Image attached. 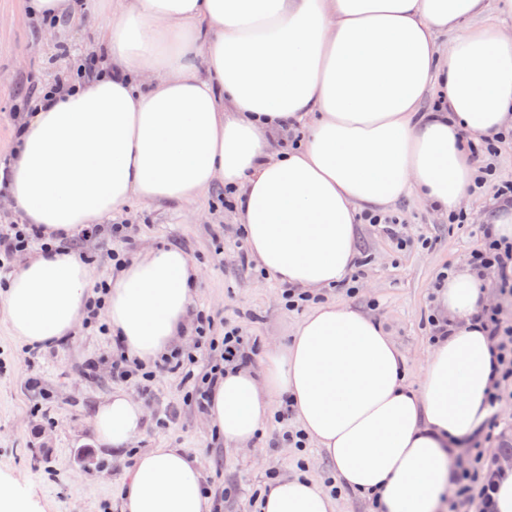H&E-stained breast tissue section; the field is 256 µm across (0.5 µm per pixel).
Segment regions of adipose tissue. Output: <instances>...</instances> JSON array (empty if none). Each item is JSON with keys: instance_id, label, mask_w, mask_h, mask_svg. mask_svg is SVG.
<instances>
[{"instance_id": "ef3b65f1", "label": "adipose tissue", "mask_w": 512, "mask_h": 512, "mask_svg": "<svg viewBox=\"0 0 512 512\" xmlns=\"http://www.w3.org/2000/svg\"><path fill=\"white\" fill-rule=\"evenodd\" d=\"M110 10L102 74L19 123L6 194L55 244L0 288V311L29 345L71 336L93 270L65 243L130 199L182 203L234 187L258 269L316 292L353 267L361 213L408 195L460 210L477 175L464 134L512 125V28L472 25L484 0H111ZM440 32L450 41L438 44ZM293 125L301 142L270 155V138ZM198 281L175 247L112 275L104 313L127 358L149 365L185 340ZM488 286L484 272H449L436 293L447 332L417 390L379 322L346 303L313 306L261 370H225L207 406L212 426L245 448L273 403L291 400L343 488L377 499L380 512H438L450 444L484 423L497 378L477 319ZM144 421L141 403L117 390L94 429L122 453ZM204 486L198 457L145 448L122 486L123 512H211ZM256 512H336V501L296 475L278 479Z\"/></svg>"}]
</instances>
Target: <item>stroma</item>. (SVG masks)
Instances as JSON below:
<instances>
[{"mask_svg":"<svg viewBox=\"0 0 512 512\" xmlns=\"http://www.w3.org/2000/svg\"><path fill=\"white\" fill-rule=\"evenodd\" d=\"M109 20L103 12L90 26L71 19L50 25L33 16L29 0H0V160L10 158L18 120L32 106L29 88L63 81L75 57L91 54L95 32ZM490 197L485 191L465 202V224L449 223L447 214L402 198L390 212L399 217L407 246L397 247L377 227L359 225L356 246L369 263L356 270L358 292L337 287L324 294L325 300L354 305L385 325L407 359L412 387H420L434 343L428 318L435 313V278L440 270L468 261L480 242V224L495 211ZM112 219L129 224L131 254L172 246L199 265L192 312L207 315L215 335H223L228 325L242 327L256 338L261 354L270 341L291 339L302 315L285 309L280 283L241 263L244 237L234 210L224 205L223 186L183 203L134 199ZM24 349L0 313V481L10 483L34 512H122L120 488L131 458L99 446L93 431L97 405L118 389L141 398L146 413L131 450L182 448L200 455L209 485L226 490L221 512H255L253 495L273 474L303 470L323 485L334 478L321 449L311 445L299 453L272 447L279 430L272 421L253 449L225 446L207 414L184 403L188 386L182 374L157 377L151 398L142 399L139 385L113 380L112 340L96 328L79 325L65 343L35 360ZM91 359L99 369L89 378L84 367ZM33 377L39 378L42 394L30 387Z\"/></svg>","mask_w":512,"mask_h":512,"instance_id":"35a3bbf8","label":"stroma"}]
</instances>
